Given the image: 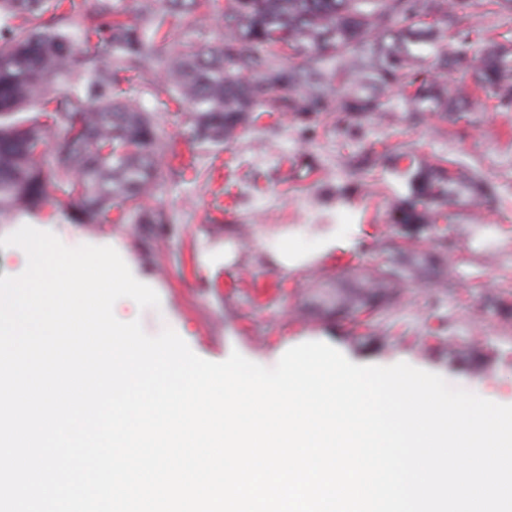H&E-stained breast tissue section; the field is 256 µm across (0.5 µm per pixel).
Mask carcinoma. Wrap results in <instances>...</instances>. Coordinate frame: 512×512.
Segmentation results:
<instances>
[{"instance_id": "cac0c4a2", "label": "carcinoma", "mask_w": 512, "mask_h": 512, "mask_svg": "<svg viewBox=\"0 0 512 512\" xmlns=\"http://www.w3.org/2000/svg\"><path fill=\"white\" fill-rule=\"evenodd\" d=\"M480 9L512 13V0H0V223L51 193L74 224L169 223L150 200L186 169L166 161L145 95L218 150L257 112L366 115L396 94L409 112L467 110L471 88L426 56L511 107L512 39L472 53L459 27ZM201 14L224 21L221 38L203 36ZM458 184L430 168L399 221L428 223Z\"/></svg>"}]
</instances>
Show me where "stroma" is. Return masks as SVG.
I'll return each instance as SVG.
<instances>
[{
    "instance_id": "stroma-1",
    "label": "stroma",
    "mask_w": 512,
    "mask_h": 512,
    "mask_svg": "<svg viewBox=\"0 0 512 512\" xmlns=\"http://www.w3.org/2000/svg\"><path fill=\"white\" fill-rule=\"evenodd\" d=\"M157 118L204 173L162 189L169 223L71 224L52 201L0 223V237L28 224L115 248L160 297L159 308L132 302L124 313L150 335L173 328L209 361L237 351L270 368L322 341L356 364L405 362L512 402V108L479 91L468 111L447 114L408 112L399 96L366 117L277 113L219 152L188 142L174 114ZM437 163L492 195L459 191L434 230L395 223L415 175ZM327 233L336 245L317 253ZM279 241L303 260L279 263ZM430 252L445 264H400ZM379 267L393 287H373Z\"/></svg>"
}]
</instances>
